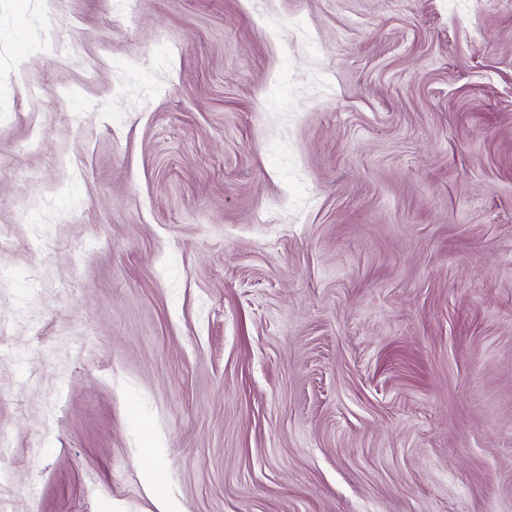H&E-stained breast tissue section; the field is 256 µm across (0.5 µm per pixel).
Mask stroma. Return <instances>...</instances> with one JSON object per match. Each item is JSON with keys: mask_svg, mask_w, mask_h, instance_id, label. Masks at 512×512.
I'll list each match as a JSON object with an SVG mask.
<instances>
[{"mask_svg": "<svg viewBox=\"0 0 512 512\" xmlns=\"http://www.w3.org/2000/svg\"><path fill=\"white\" fill-rule=\"evenodd\" d=\"M0 512H512V0H0Z\"/></svg>", "mask_w": 512, "mask_h": 512, "instance_id": "35a3bbf8", "label": "stroma"}]
</instances>
